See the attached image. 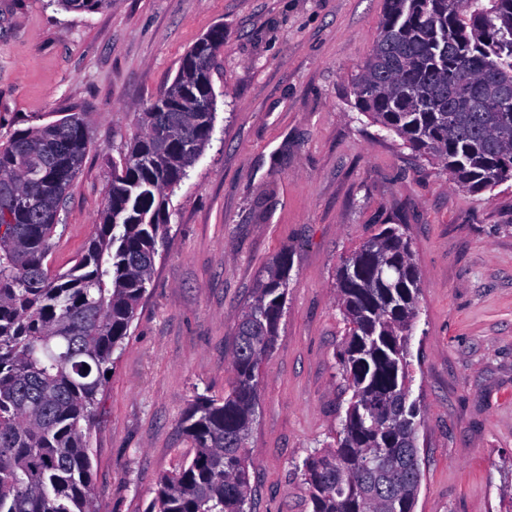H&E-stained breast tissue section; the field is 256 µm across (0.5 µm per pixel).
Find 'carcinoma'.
Wrapping results in <instances>:
<instances>
[{
	"label": "carcinoma",
	"mask_w": 512,
	"mask_h": 512,
	"mask_svg": "<svg viewBox=\"0 0 512 512\" xmlns=\"http://www.w3.org/2000/svg\"><path fill=\"white\" fill-rule=\"evenodd\" d=\"M90 12L112 0H55ZM224 28L180 58L172 83L139 113L112 170L98 230L66 272L48 257L89 140L67 115L0 143V512H93L88 435L114 354L124 347L169 230L179 185L214 128L211 81ZM359 111L472 194L512 180V0H386L355 83ZM23 195L34 203L15 204ZM288 248L236 327L234 379L181 422L195 453L162 477L147 512H251L248 437L261 366L288 294ZM422 282L401 224L343 259L339 373L352 392L335 445L302 462L312 512H413L421 481L417 417L405 400Z\"/></svg>",
	"instance_id": "cac0c4a2"
}]
</instances>
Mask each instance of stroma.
Returning a JSON list of instances; mask_svg holds the SVG:
<instances>
[{"mask_svg": "<svg viewBox=\"0 0 512 512\" xmlns=\"http://www.w3.org/2000/svg\"><path fill=\"white\" fill-rule=\"evenodd\" d=\"M383 12L384 0H0V138L74 112L89 129L49 258L61 272L96 232L138 112L224 28L212 139L168 194L152 283L98 396L95 512H146L160 477L193 457L180 421L198 395L228 392L237 320L284 248L287 304L249 435L252 510L311 512L296 466L333 444L350 397L336 272L382 224L405 225L424 285L414 512H512V181L463 191L358 111Z\"/></svg>", "mask_w": 512, "mask_h": 512, "instance_id": "1", "label": "stroma"}]
</instances>
